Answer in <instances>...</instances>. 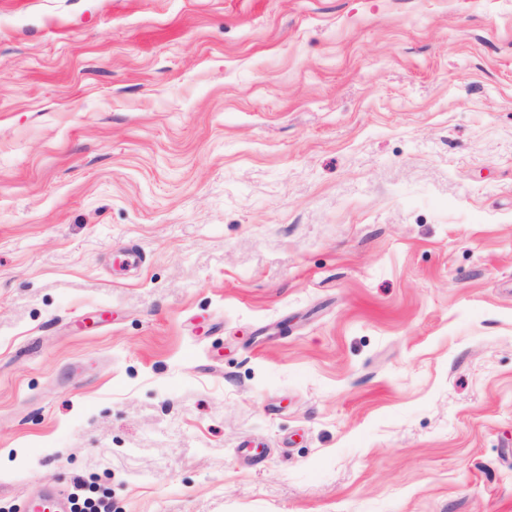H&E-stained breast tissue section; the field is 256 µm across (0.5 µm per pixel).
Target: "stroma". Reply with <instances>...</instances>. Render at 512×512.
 Wrapping results in <instances>:
<instances>
[{
    "label": "stroma",
    "instance_id": "1",
    "mask_svg": "<svg viewBox=\"0 0 512 512\" xmlns=\"http://www.w3.org/2000/svg\"><path fill=\"white\" fill-rule=\"evenodd\" d=\"M48 478L512 512V0H0V512Z\"/></svg>",
    "mask_w": 512,
    "mask_h": 512
}]
</instances>
